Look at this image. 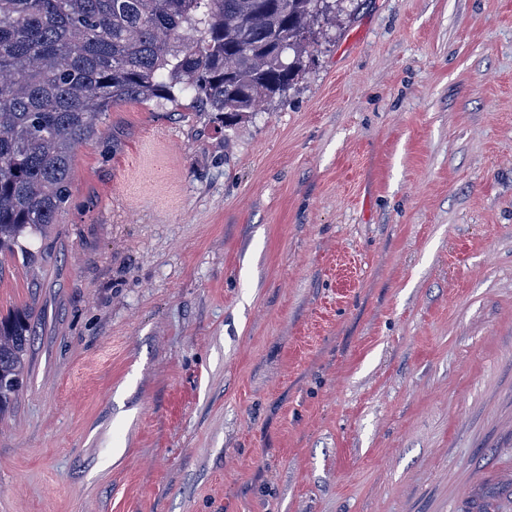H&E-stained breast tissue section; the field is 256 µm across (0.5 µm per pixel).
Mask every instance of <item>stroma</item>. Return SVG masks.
Instances as JSON below:
<instances>
[{
    "instance_id": "1",
    "label": "stroma",
    "mask_w": 512,
    "mask_h": 512,
    "mask_svg": "<svg viewBox=\"0 0 512 512\" xmlns=\"http://www.w3.org/2000/svg\"><path fill=\"white\" fill-rule=\"evenodd\" d=\"M99 129L0 261V512H512V0H343L232 132ZM30 318V312H23L13 321L0 320V414L23 386L32 336Z\"/></svg>"
}]
</instances>
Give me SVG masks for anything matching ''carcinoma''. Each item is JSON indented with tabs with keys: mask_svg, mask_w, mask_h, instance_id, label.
<instances>
[{
	"mask_svg": "<svg viewBox=\"0 0 512 512\" xmlns=\"http://www.w3.org/2000/svg\"><path fill=\"white\" fill-rule=\"evenodd\" d=\"M330 0H0V257L71 200L74 149L128 100L212 112L232 128L305 72ZM31 313L0 320V413L23 386Z\"/></svg>",
	"mask_w": 512,
	"mask_h": 512,
	"instance_id": "carcinoma-1",
	"label": "carcinoma"
}]
</instances>
